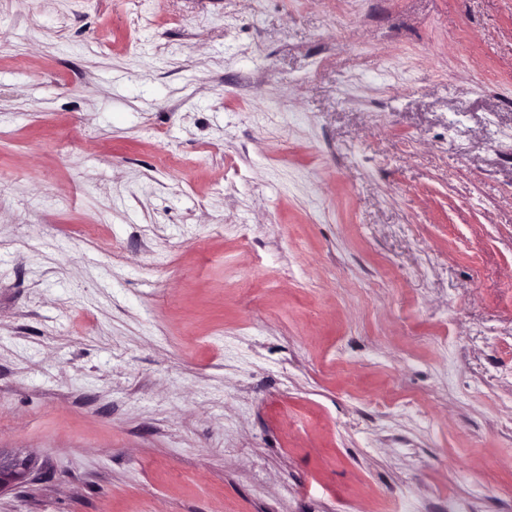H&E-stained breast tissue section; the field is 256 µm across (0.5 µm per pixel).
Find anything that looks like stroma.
<instances>
[{
    "label": "stroma",
    "mask_w": 512,
    "mask_h": 512,
    "mask_svg": "<svg viewBox=\"0 0 512 512\" xmlns=\"http://www.w3.org/2000/svg\"><path fill=\"white\" fill-rule=\"evenodd\" d=\"M0 512H512V0H0ZM30 459L0 448V492L26 482L30 476Z\"/></svg>",
    "instance_id": "stroma-1"
}]
</instances>
